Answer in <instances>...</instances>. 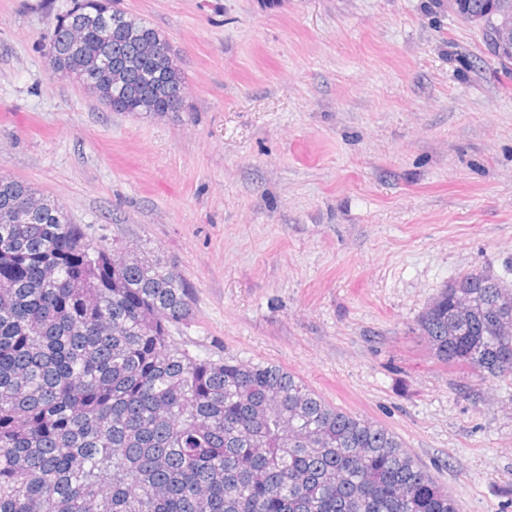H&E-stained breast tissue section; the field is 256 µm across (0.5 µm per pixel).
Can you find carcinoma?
<instances>
[{
    "instance_id": "carcinoma-1",
    "label": "carcinoma",
    "mask_w": 512,
    "mask_h": 512,
    "mask_svg": "<svg viewBox=\"0 0 512 512\" xmlns=\"http://www.w3.org/2000/svg\"><path fill=\"white\" fill-rule=\"evenodd\" d=\"M71 0L51 72L113 112L184 111L164 35ZM486 35L512 0H438ZM512 35L486 57L512 64ZM193 297L173 263L76 224L0 174V512H458L386 426L264 362L176 346ZM433 355L512 379V287L479 269L418 321Z\"/></svg>"
}]
</instances>
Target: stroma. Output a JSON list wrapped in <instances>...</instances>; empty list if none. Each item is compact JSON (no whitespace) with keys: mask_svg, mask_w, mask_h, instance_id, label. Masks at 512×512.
I'll return each mask as SVG.
<instances>
[{"mask_svg":"<svg viewBox=\"0 0 512 512\" xmlns=\"http://www.w3.org/2000/svg\"><path fill=\"white\" fill-rule=\"evenodd\" d=\"M65 0H0V174L163 255L177 346L281 366L395 432L460 512H512V384L416 323L459 274L512 283V74L433 0H119L184 111L110 112L42 52Z\"/></svg>","mask_w":512,"mask_h":512,"instance_id":"obj_1","label":"stroma"}]
</instances>
